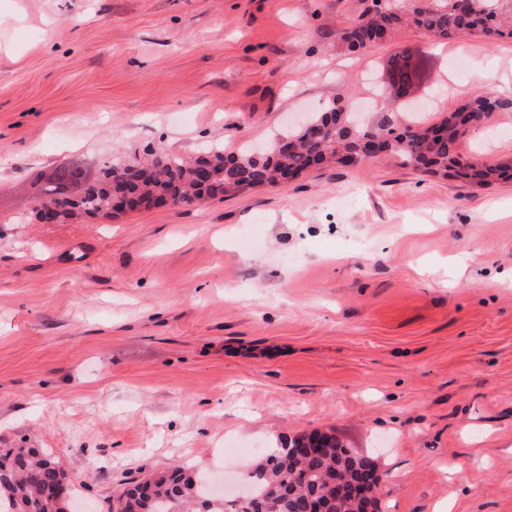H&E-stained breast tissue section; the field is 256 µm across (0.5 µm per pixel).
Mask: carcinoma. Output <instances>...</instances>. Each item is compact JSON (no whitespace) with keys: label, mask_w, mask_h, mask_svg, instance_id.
<instances>
[{"label":"carcinoma","mask_w":512,"mask_h":512,"mask_svg":"<svg viewBox=\"0 0 512 512\" xmlns=\"http://www.w3.org/2000/svg\"><path fill=\"white\" fill-rule=\"evenodd\" d=\"M414 26L446 43L460 38L493 36L512 39V0H372L369 16L336 31V41L350 54L359 55L391 38L398 30ZM511 112L512 98L480 88L464 103L431 124H401L393 112L380 111L365 123L357 121L340 99L321 112L306 116L302 123L272 138L260 159L247 146L226 152L218 143L202 150L210 156L217 177L208 186L194 179L199 156L168 154L170 163L154 178L139 180L138 158H116L103 167L99 179L89 184L86 194L71 206L94 216L112 217L111 197L140 194L170 197L174 204L188 206L260 185H282L288 175L307 170L313 155L345 164L349 154L366 160L361 145L369 138L390 137L386 152L402 157L414 169L429 175L452 177L468 184L491 185L512 179V162L473 164L464 162L457 151L471 118L482 122L495 112ZM285 137L296 142L287 154L276 151ZM70 168L59 167L41 190L51 203L66 202L61 189ZM327 451L293 456L284 448L272 452L249 473L250 501L237 509L235 502L206 492L205 475L199 465L175 466L145 481L134 482L115 498V512H267L274 501L279 512H307L311 497L333 494L331 485L346 481V499L355 488L349 463L372 468L367 457H354L336 438L329 437ZM72 494L65 469L47 451L14 443H0V512H69L68 502L56 504L61 490Z\"/></svg>","instance_id":"cac0c4a2"}]
</instances>
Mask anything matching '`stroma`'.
<instances>
[{
  "label": "stroma",
  "mask_w": 512,
  "mask_h": 512,
  "mask_svg": "<svg viewBox=\"0 0 512 512\" xmlns=\"http://www.w3.org/2000/svg\"><path fill=\"white\" fill-rule=\"evenodd\" d=\"M370 0H0V441L47 449L77 512L185 462L231 487L288 439L374 461L380 512H512V180L396 155L200 205L35 218L41 175L161 145H259L421 61L426 122L512 41L408 27L361 55ZM459 153L512 159V112Z\"/></svg>",
  "instance_id": "1"
}]
</instances>
